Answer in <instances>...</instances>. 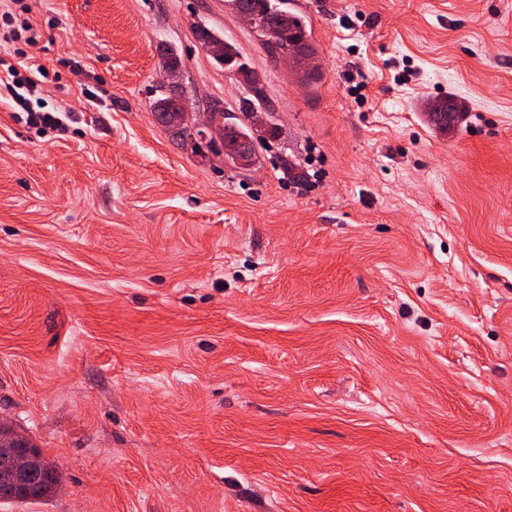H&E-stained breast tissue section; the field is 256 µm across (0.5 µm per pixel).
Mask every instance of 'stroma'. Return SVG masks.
Wrapping results in <instances>:
<instances>
[{
    "label": "stroma",
    "instance_id": "stroma-1",
    "mask_svg": "<svg viewBox=\"0 0 512 512\" xmlns=\"http://www.w3.org/2000/svg\"><path fill=\"white\" fill-rule=\"evenodd\" d=\"M308 2L313 87L224 0H17L70 114L0 100V422L60 483L0 512H512V0ZM199 25L251 170L150 108L169 45L250 97ZM208 34L212 38H208L203 42V48L205 49L206 53H208L215 61L222 64V66L224 67V72L227 75L232 76L236 80L243 82H245L246 77L247 81L252 85L251 90L254 93V99H244V105L241 110L244 119L242 120L238 117H234L237 121L230 122V124L234 127L237 136H250V131L245 122V119L248 116L247 114L250 112L247 121L252 130L253 136H256L258 135V132L262 130V128L263 130H265L266 128L269 127V122L264 116L265 112H251L253 106H256L257 104L260 105V103L263 102L261 90L257 86L258 81L256 79H254V81L251 80V76L256 74L254 73V71L248 70L243 63H240L238 61V57H240V54L234 44L228 41H223V38H220L219 35H214L210 31H208ZM224 56H227L231 60L224 58ZM234 63L239 66L240 70L245 75V77L239 70L238 66Z\"/></svg>",
    "mask_w": 512,
    "mask_h": 512
}]
</instances>
